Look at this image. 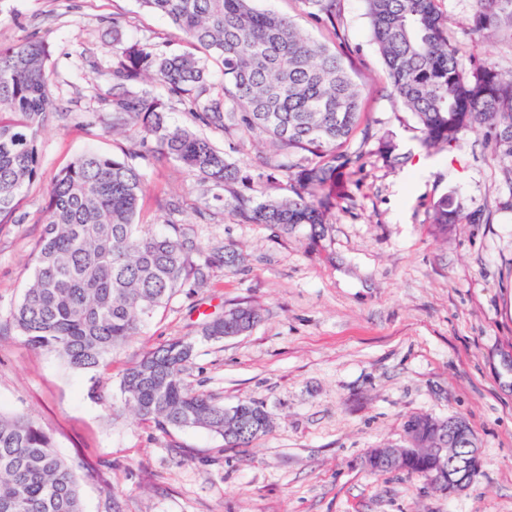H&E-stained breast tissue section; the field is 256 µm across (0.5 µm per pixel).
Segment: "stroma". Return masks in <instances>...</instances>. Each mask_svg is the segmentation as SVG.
Returning <instances> with one entry per match:
<instances>
[{
  "mask_svg": "<svg viewBox=\"0 0 512 512\" xmlns=\"http://www.w3.org/2000/svg\"><path fill=\"white\" fill-rule=\"evenodd\" d=\"M254 5L336 49L361 90L364 118L350 141L360 160L324 235L232 216L234 193L287 192L257 166L262 134L203 129L245 176L231 192L201 191L175 161L138 160L142 223L189 225L204 247H233L242 263L174 295L99 372L70 370L24 337L1 336L0 412L30 414L51 435L76 469L82 512H512V159L495 154L481 129L450 150L424 146L388 86L363 0H338L332 28L306 0ZM438 7L472 64L512 77V35L472 32L475 0ZM116 15L128 21L124 41L189 48L138 0H0L1 46L29 36L48 44L56 106L39 137V177L13 222L0 224V321L32 275L55 176L84 151L130 146L95 119L112 87ZM385 139L404 164L380 154ZM444 195L461 221L443 233L431 214ZM239 303L257 306L260 323L235 338H198L185 378L224 406L263 405L269 432L230 448L219 434L164 432L122 408L125 368ZM412 414L466 420L482 459L472 490L451 497L415 474L363 469L368 449L403 445Z\"/></svg>",
  "mask_w": 512,
  "mask_h": 512,
  "instance_id": "obj_1",
  "label": "stroma"
}]
</instances>
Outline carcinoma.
<instances>
[{
    "instance_id": "carcinoma-1",
    "label": "carcinoma",
    "mask_w": 512,
    "mask_h": 512,
    "mask_svg": "<svg viewBox=\"0 0 512 512\" xmlns=\"http://www.w3.org/2000/svg\"><path fill=\"white\" fill-rule=\"evenodd\" d=\"M139 2L167 19L194 51L164 52L135 41L115 55L107 71L111 92L101 100L104 121L130 132L132 148L121 157L83 152L56 176L31 257L33 276L0 324V336H22L76 371L106 367L170 297L187 285L203 286L214 267L239 261L223 246L198 262L203 246L191 228L139 223L145 174L133 160L148 143L203 187L241 178L240 167L208 138L167 121L174 104H187L193 123L226 136L242 128L266 135L270 156L262 165L291 194L235 197L233 215L244 224L324 231L338 177L357 162L346 146L360 123V91L341 54L253 0ZM305 2L317 20L336 18V0ZM364 2L391 92L416 118L425 146L452 149L463 134L483 128L494 152L512 158V78L466 65L462 48L448 40L437 0ZM476 4L473 31L512 30V0ZM49 57V46L34 38L0 47V224L12 222L20 195L38 177L37 142L54 110ZM214 66L224 76L218 92L210 80ZM145 78L162 92L137 91ZM292 152L307 153L306 164L278 162ZM458 220L448 196L434 203L432 223L441 231ZM260 321L258 309L239 305L205 321L200 335L240 336ZM195 347L184 336L127 368L119 384L125 407L162 431L203 428L231 448L249 446L269 430L268 415L257 403H242L226 417L223 405L195 392L184 377ZM408 421L415 430L406 447L414 453L401 469L429 480L432 450L457 448L458 441L443 420ZM0 512H82L74 468L29 414H0Z\"/></svg>"
}]
</instances>
